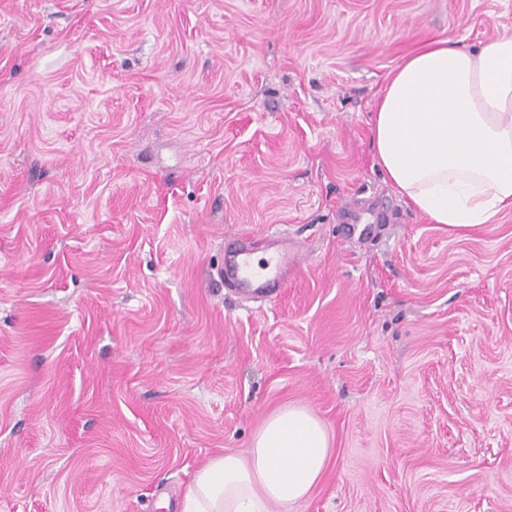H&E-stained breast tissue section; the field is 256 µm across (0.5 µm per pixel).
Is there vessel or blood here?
<instances>
[{
    "label": "vessel or blood",
    "instance_id": "1",
    "mask_svg": "<svg viewBox=\"0 0 512 512\" xmlns=\"http://www.w3.org/2000/svg\"><path fill=\"white\" fill-rule=\"evenodd\" d=\"M298 261L299 251L286 233L268 235L267 257L260 264L255 263L246 240H235L224 246V285L237 294L269 301Z\"/></svg>",
    "mask_w": 512,
    "mask_h": 512
}]
</instances>
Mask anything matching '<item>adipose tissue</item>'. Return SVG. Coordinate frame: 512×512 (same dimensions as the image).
Segmentation results:
<instances>
[{
    "label": "adipose tissue",
    "instance_id": "adipose-tissue-1",
    "mask_svg": "<svg viewBox=\"0 0 512 512\" xmlns=\"http://www.w3.org/2000/svg\"><path fill=\"white\" fill-rule=\"evenodd\" d=\"M372 148L397 192L432 223L473 228L512 208V36L479 49L450 39L407 55L375 105ZM331 454L307 408L267 417L248 455L198 469L183 512H271L305 499Z\"/></svg>",
    "mask_w": 512,
    "mask_h": 512
}]
</instances>
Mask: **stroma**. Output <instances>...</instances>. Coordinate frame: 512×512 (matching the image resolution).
Segmentation results:
<instances>
[{
	"label": "stroma",
	"instance_id": "35a3bbf8",
	"mask_svg": "<svg viewBox=\"0 0 512 512\" xmlns=\"http://www.w3.org/2000/svg\"><path fill=\"white\" fill-rule=\"evenodd\" d=\"M512 0H0V512H163L309 409L271 512H512V209L434 224L370 147L437 38ZM301 259L270 303L224 238Z\"/></svg>",
	"mask_w": 512,
	"mask_h": 512
}]
</instances>
